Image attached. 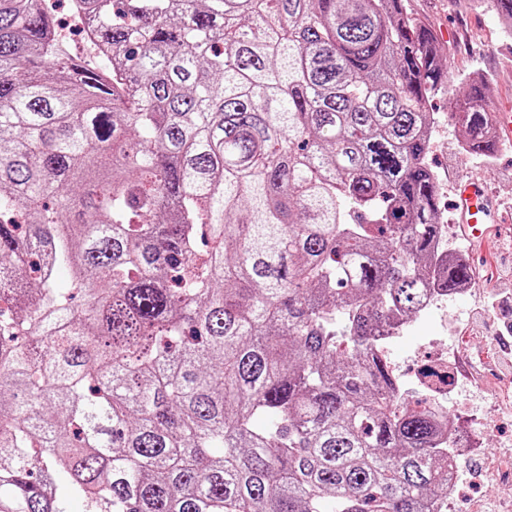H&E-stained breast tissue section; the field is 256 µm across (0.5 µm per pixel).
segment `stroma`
Instances as JSON below:
<instances>
[{"instance_id":"stroma-1","label":"stroma","mask_w":512,"mask_h":512,"mask_svg":"<svg viewBox=\"0 0 512 512\" xmlns=\"http://www.w3.org/2000/svg\"><path fill=\"white\" fill-rule=\"evenodd\" d=\"M406 7L431 26L447 51L452 91L429 103L437 121L429 155L436 178L449 187L460 179L480 182L508 225L488 242L467 243L469 259L477 275L489 279L490 292L453 294L439 308L413 316L390 343L388 356L407 374L402 391L411 403L419 397L408 377L417 348L433 336L447 339L466 387L454 397L460 409L452 419L458 436L454 454L461 474L454 512H471L476 504L482 512H512V484H486L478 475L490 456L512 451V406L499 403L501 397L512 398V378L501 375L495 357L497 337L512 313V282L502 276L512 267V145H502L489 163L462 154V131L449 108L450 94H463L467 79L483 78L490 86L488 103L512 113V35L493 15L474 9L471 0H407Z\"/></svg>"}]
</instances>
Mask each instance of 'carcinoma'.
Returning a JSON list of instances; mask_svg holds the SVG:
<instances>
[{"instance_id":"1","label":"carcinoma","mask_w":512,"mask_h":512,"mask_svg":"<svg viewBox=\"0 0 512 512\" xmlns=\"http://www.w3.org/2000/svg\"><path fill=\"white\" fill-rule=\"evenodd\" d=\"M56 2L0 0V512H438L449 419L376 339L475 276L432 250L431 27L70 0L93 66ZM485 103L468 83L454 119L491 159Z\"/></svg>"}]
</instances>
